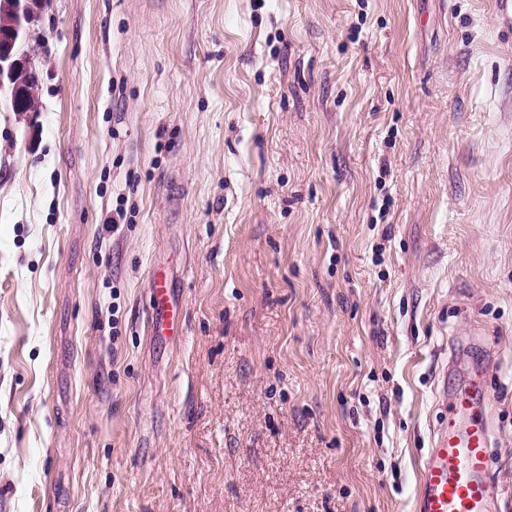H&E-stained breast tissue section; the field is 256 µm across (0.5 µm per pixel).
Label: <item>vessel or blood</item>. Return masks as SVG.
<instances>
[{
  "label": "vessel or blood",
  "mask_w": 512,
  "mask_h": 512,
  "mask_svg": "<svg viewBox=\"0 0 512 512\" xmlns=\"http://www.w3.org/2000/svg\"><path fill=\"white\" fill-rule=\"evenodd\" d=\"M151 333L174 329L171 291L154 278L147 308ZM491 396L482 372L461 380L448 400V422L434 432L422 461L415 512H497L501 499L490 473Z\"/></svg>",
  "instance_id": "b4317fda"
}]
</instances>
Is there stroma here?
<instances>
[{"label":"stroma","instance_id":"obj_1","mask_svg":"<svg viewBox=\"0 0 512 512\" xmlns=\"http://www.w3.org/2000/svg\"><path fill=\"white\" fill-rule=\"evenodd\" d=\"M498 4L40 0L35 104L0 97L7 512H415L479 362L512 512ZM148 326L153 334L160 329L174 330L178 325V318L173 311V299L167 282L162 278H154L153 289L147 308Z\"/></svg>","mask_w":512,"mask_h":512}]
</instances>
